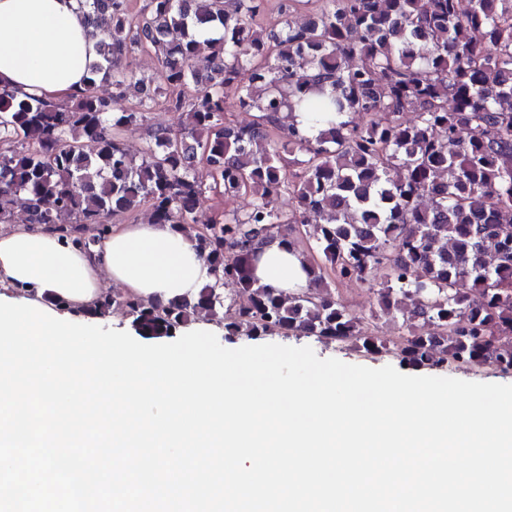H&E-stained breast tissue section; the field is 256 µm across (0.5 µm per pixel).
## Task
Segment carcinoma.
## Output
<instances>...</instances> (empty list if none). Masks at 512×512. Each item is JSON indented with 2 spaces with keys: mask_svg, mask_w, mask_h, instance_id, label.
Wrapping results in <instances>:
<instances>
[{
  "mask_svg": "<svg viewBox=\"0 0 512 512\" xmlns=\"http://www.w3.org/2000/svg\"><path fill=\"white\" fill-rule=\"evenodd\" d=\"M312 1L308 22L286 19ZM130 3L80 0L99 39L69 105L0 90V224L20 208L89 250L112 218L146 206L156 223L193 233L212 277L196 297L101 298L95 314L120 309L140 336L205 318L231 341L298 333L411 371L512 374V343H501L512 335V0H470L466 11L459 0H285L270 30L268 0H147L137 15ZM142 49L160 62L153 87L131 61ZM101 79L112 95L97 94ZM132 87L137 110L123 105ZM160 99L186 110L187 126L150 129L137 158L123 134ZM230 103L254 121L235 124ZM296 112L317 138L281 121ZM209 190L253 201L200 226ZM311 213L322 218L319 260L308 287L285 298L258 283L253 261L273 241L297 249L295 225ZM328 275L381 276L378 302L408 332L390 346L372 336ZM226 283L248 304L224 295Z\"/></svg>",
  "mask_w": 512,
  "mask_h": 512,
  "instance_id": "1",
  "label": "carcinoma"
}]
</instances>
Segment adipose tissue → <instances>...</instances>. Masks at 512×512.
I'll use <instances>...</instances> for the list:
<instances>
[{
	"mask_svg": "<svg viewBox=\"0 0 512 512\" xmlns=\"http://www.w3.org/2000/svg\"><path fill=\"white\" fill-rule=\"evenodd\" d=\"M96 41L78 0H0V88L54 104L85 87ZM307 258L270 243L254 276L284 291L307 285ZM190 240L171 225L145 220L113 225L93 253L64 245L53 227L24 221L0 225V293L27 298L83 319L106 284L165 303L193 298L209 281Z\"/></svg>",
	"mask_w": 512,
	"mask_h": 512,
	"instance_id": "ef3b65f1",
	"label": "adipose tissue"
}]
</instances>
